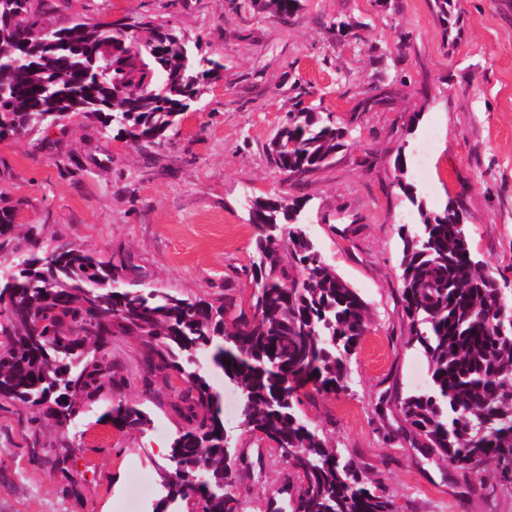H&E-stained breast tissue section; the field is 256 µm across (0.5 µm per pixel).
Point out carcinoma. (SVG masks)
<instances>
[{
    "mask_svg": "<svg viewBox=\"0 0 512 512\" xmlns=\"http://www.w3.org/2000/svg\"><path fill=\"white\" fill-rule=\"evenodd\" d=\"M300 0H252L288 19ZM30 0H0V141L44 132L66 118L92 120L144 150L162 144L202 87L224 65L197 53L198 42L154 19L75 23L46 43ZM347 129L304 107L287 113L271 141L273 164L299 181L327 164ZM419 206L422 224L401 233L400 303L405 345L426 358L429 390L388 395L412 433V444L450 466L480 472L493 466L492 486L512 490V333L492 322L512 296L474 261L462 209ZM303 206L286 198L250 204L257 261L249 309L235 296L203 299L129 281L131 256L106 260L61 245L43 249L46 225H17L0 208V406L31 409L36 437L49 422L61 428L84 404L121 393L109 344L139 336L149 348L143 391L170 371L183 426L159 467L179 505L192 495L202 512H242L233 489L253 462L224 443V399L212 390L199 355L239 395L238 428L271 445L299 485L291 512H397L350 453L300 414V390L323 397L348 391L349 361L370 330L360 293L327 263L304 230ZM107 415L141 430L150 418L126 401Z\"/></svg>",
    "mask_w": 512,
    "mask_h": 512,
    "instance_id": "cac0c4a2",
    "label": "carcinoma"
}]
</instances>
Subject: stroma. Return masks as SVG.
<instances>
[{"label":"stroma","instance_id":"35a3bbf8","mask_svg":"<svg viewBox=\"0 0 512 512\" xmlns=\"http://www.w3.org/2000/svg\"><path fill=\"white\" fill-rule=\"evenodd\" d=\"M290 20L245 0H49L43 27L150 15L199 42L224 65L164 144L141 150L72 118L64 127L0 141V204L19 224H45L43 245L70 244L108 258L131 254L146 280L214 299L253 291L247 198L304 202L305 227L323 258L361 294L372 326L350 362L348 394L304 399L300 410L354 452L399 512H512V495L477 473L411 447L400 412L376 411L384 390L429 384L426 359L405 346L399 301L401 227L421 217L400 188L429 209L461 202L474 253L512 291V0H300ZM389 91L367 111L360 103ZM313 108L348 126L333 159L303 182L268 156L287 112ZM147 348L116 336L110 353L132 384L126 396L150 415L144 431L114 426L111 403L92 402L77 428H44L40 442L78 447L66 470L30 459L28 409L0 406V512H124L140 477L158 481L180 420L173 376L151 394L137 376ZM260 472L239 477L250 512H280L295 475L269 448L241 435Z\"/></svg>","mask_w":512,"mask_h":512}]
</instances>
